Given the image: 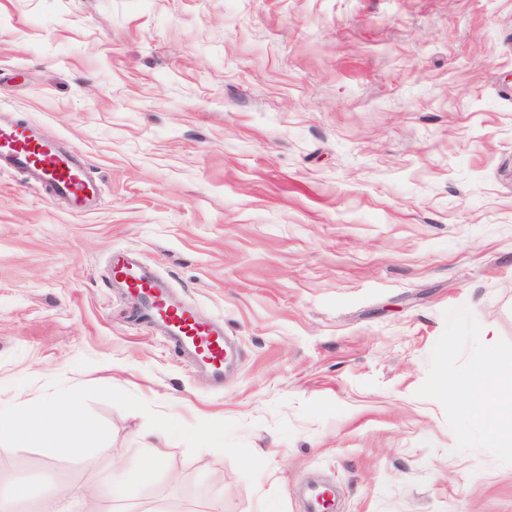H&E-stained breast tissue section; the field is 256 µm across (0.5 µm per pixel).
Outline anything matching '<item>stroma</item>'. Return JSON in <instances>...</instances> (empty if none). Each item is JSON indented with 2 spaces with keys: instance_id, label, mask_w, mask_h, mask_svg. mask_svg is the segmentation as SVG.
<instances>
[{
  "instance_id": "obj_1",
  "label": "stroma",
  "mask_w": 512,
  "mask_h": 512,
  "mask_svg": "<svg viewBox=\"0 0 512 512\" xmlns=\"http://www.w3.org/2000/svg\"><path fill=\"white\" fill-rule=\"evenodd\" d=\"M0 114L96 187L0 173V406L73 388L101 433L0 434L22 512H304L313 475L336 512H512L473 415L511 395L512 0H0ZM116 249L223 322V388L133 323Z\"/></svg>"
}]
</instances>
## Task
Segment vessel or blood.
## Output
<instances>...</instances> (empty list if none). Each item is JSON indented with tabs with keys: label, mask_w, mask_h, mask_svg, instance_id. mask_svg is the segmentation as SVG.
Wrapping results in <instances>:
<instances>
[{
	"label": "vessel or blood",
	"mask_w": 512,
	"mask_h": 512,
	"mask_svg": "<svg viewBox=\"0 0 512 512\" xmlns=\"http://www.w3.org/2000/svg\"><path fill=\"white\" fill-rule=\"evenodd\" d=\"M0 169L23 173L52 194L78 203L91 202L95 195L79 151L62 149L51 140L33 135L30 128L12 122H0ZM110 277L115 287L140 294L146 319L185 360L214 384L223 385L234 352L222 327L200 318L152 267L138 263L131 251L112 253Z\"/></svg>",
	"instance_id": "1"
}]
</instances>
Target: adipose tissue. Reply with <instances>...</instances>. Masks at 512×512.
<instances>
[{
    "label": "adipose tissue",
    "mask_w": 512,
    "mask_h": 512,
    "mask_svg": "<svg viewBox=\"0 0 512 512\" xmlns=\"http://www.w3.org/2000/svg\"><path fill=\"white\" fill-rule=\"evenodd\" d=\"M4 415L15 423L18 437L37 441L53 454L78 462L84 461L86 448L100 438L97 426L83 417L79 395L73 390L46 396L36 404L18 399Z\"/></svg>",
    "instance_id": "adipose-tissue-1"
}]
</instances>
